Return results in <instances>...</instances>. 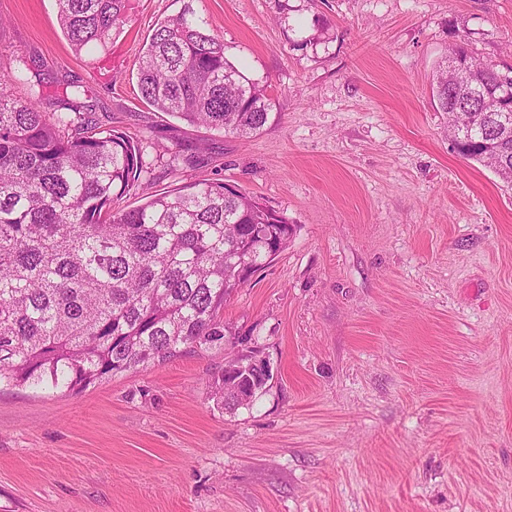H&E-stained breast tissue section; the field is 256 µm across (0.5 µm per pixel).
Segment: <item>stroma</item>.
Masks as SVG:
<instances>
[{"mask_svg":"<svg viewBox=\"0 0 512 512\" xmlns=\"http://www.w3.org/2000/svg\"><path fill=\"white\" fill-rule=\"evenodd\" d=\"M188 4L267 86L260 135L141 100L142 50ZM463 40L512 66V0H131L81 52L55 0H0V70L84 86L155 189L220 179L294 226L224 308L235 346L1 388L0 512H512V183L452 149L431 87ZM252 352L269 380L227 412L212 379Z\"/></svg>","mask_w":512,"mask_h":512,"instance_id":"1","label":"stroma"}]
</instances>
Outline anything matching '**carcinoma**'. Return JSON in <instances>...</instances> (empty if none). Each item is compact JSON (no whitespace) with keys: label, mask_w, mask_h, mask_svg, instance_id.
<instances>
[{"label":"carcinoma","mask_w":512,"mask_h":512,"mask_svg":"<svg viewBox=\"0 0 512 512\" xmlns=\"http://www.w3.org/2000/svg\"><path fill=\"white\" fill-rule=\"evenodd\" d=\"M75 51L105 46L129 0H56ZM141 99L191 125L250 139L274 101L225 55L191 8L158 24L140 56ZM454 150L512 182V71L460 43L433 76ZM19 70L0 71V384L81 391L110 376L233 344L224 305L288 245L293 225L260 199L201 180L145 189L141 147L91 116L75 85L43 110ZM224 365L214 396L232 412L266 386Z\"/></svg>","instance_id":"cac0c4a2"}]
</instances>
